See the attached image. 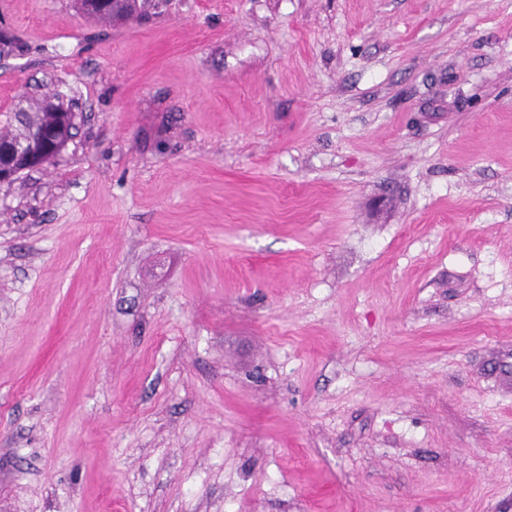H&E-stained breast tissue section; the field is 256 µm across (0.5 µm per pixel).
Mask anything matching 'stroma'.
Wrapping results in <instances>:
<instances>
[{"label":"stroma","mask_w":512,"mask_h":512,"mask_svg":"<svg viewBox=\"0 0 512 512\" xmlns=\"http://www.w3.org/2000/svg\"><path fill=\"white\" fill-rule=\"evenodd\" d=\"M0 512H512V0H0ZM99 0H86L85 11L90 12L88 14L91 17L97 18L101 21L112 22L113 17H119L129 15L135 9V0H121L115 2L114 0H102L99 4L98 9L95 12H91V7L96 4ZM59 110L64 109L59 103L52 102L51 99H46L35 109L18 107L16 110L18 112L17 118L24 121L25 117L22 113L26 112V122L12 130L11 135H0V162L2 163L0 165V184L11 183L22 172L41 168L61 154L67 143L65 145L59 144V138H53L51 132H42L25 139H19L33 129L38 132L57 129L59 130L58 136H61L64 140L70 139L71 123L66 127L62 126L65 117L59 115ZM13 140L17 141L10 148L11 160L7 164L9 159L8 148Z\"/></svg>","instance_id":"stroma-1"}]
</instances>
